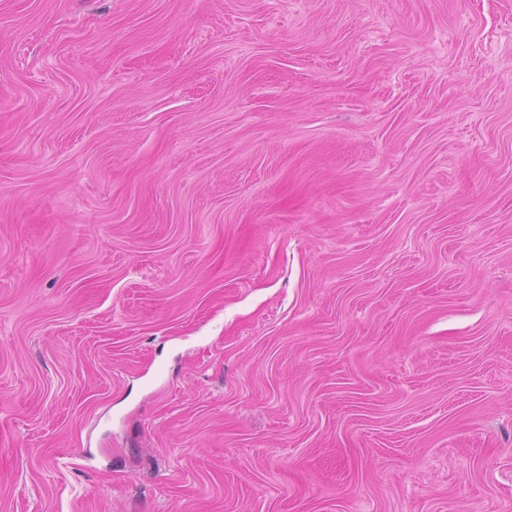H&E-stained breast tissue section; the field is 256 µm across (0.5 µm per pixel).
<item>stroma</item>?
Masks as SVG:
<instances>
[{"mask_svg":"<svg viewBox=\"0 0 512 512\" xmlns=\"http://www.w3.org/2000/svg\"><path fill=\"white\" fill-rule=\"evenodd\" d=\"M0 512H512V0H0Z\"/></svg>","mask_w":512,"mask_h":512,"instance_id":"obj_1","label":"stroma"}]
</instances>
